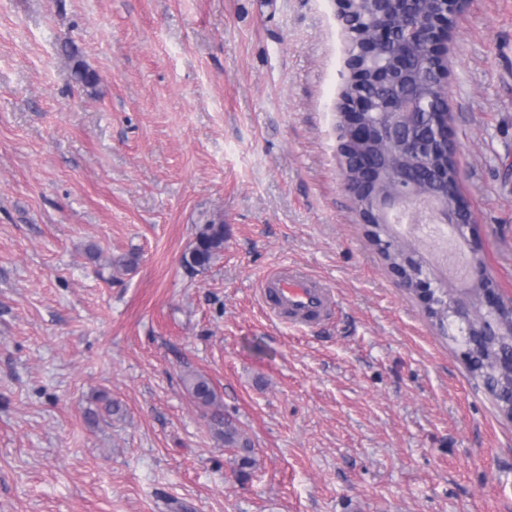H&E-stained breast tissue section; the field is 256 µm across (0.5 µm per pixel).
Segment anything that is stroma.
<instances>
[{
    "mask_svg": "<svg viewBox=\"0 0 512 512\" xmlns=\"http://www.w3.org/2000/svg\"><path fill=\"white\" fill-rule=\"evenodd\" d=\"M346 47L333 0H0V512H512V420L345 189ZM448 71L512 299V0H467ZM213 220L223 254L185 268ZM281 264L331 286L330 319L267 312ZM192 372L252 441L247 476Z\"/></svg>",
    "mask_w": 512,
    "mask_h": 512,
    "instance_id": "35a3bbf8",
    "label": "stroma"
}]
</instances>
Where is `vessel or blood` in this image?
Returning <instances> with one entry per match:
<instances>
[{
	"instance_id": "1",
	"label": "vessel or blood",
	"mask_w": 512,
	"mask_h": 512,
	"mask_svg": "<svg viewBox=\"0 0 512 512\" xmlns=\"http://www.w3.org/2000/svg\"><path fill=\"white\" fill-rule=\"evenodd\" d=\"M261 295L273 314L294 326H311L327 316L333 305L330 289L304 272L280 266L266 274Z\"/></svg>"
}]
</instances>
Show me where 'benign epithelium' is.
I'll use <instances>...</instances> for the list:
<instances>
[{
  "mask_svg": "<svg viewBox=\"0 0 512 512\" xmlns=\"http://www.w3.org/2000/svg\"><path fill=\"white\" fill-rule=\"evenodd\" d=\"M357 0H334L337 17L343 23L349 39L346 68L349 79L346 87L351 95L340 94L337 105L340 154L356 138L373 133L385 143L393 155L426 156L443 151L455 159V149L448 113L438 111L426 86L414 79L420 69L433 72V83L443 97H448V38L454 18L464 9L466 0H369L373 12L380 17L395 19L393 25L374 28L367 37L358 36L352 29ZM380 107L383 114H393L395 121L370 126L366 115ZM381 160L371 157L361 162L358 181L345 180L346 188L360 203L362 221L369 230L377 224H389L401 208L418 209L422 201L432 207L433 223L448 224L464 239L472 256L466 276L472 287L481 289L473 297L467 288L453 292L451 320L467 328L479 316L491 321L507 301L495 286L482 287L491 281L480 259L481 243L475 235L470 205L463 197L449 204L445 197L448 177L458 176L457 166L443 165L433 169L430 190L421 191L423 176L414 166L402 165L390 181V188L377 191ZM422 257L408 251L401 257V266L415 268L413 280L403 278L401 270L392 273L400 287L412 286L421 304L432 296L434 275L419 267Z\"/></svg>",
  "mask_w": 512,
  "mask_h": 512,
  "instance_id": "7a95c632",
  "label": "benign epithelium"
}]
</instances>
